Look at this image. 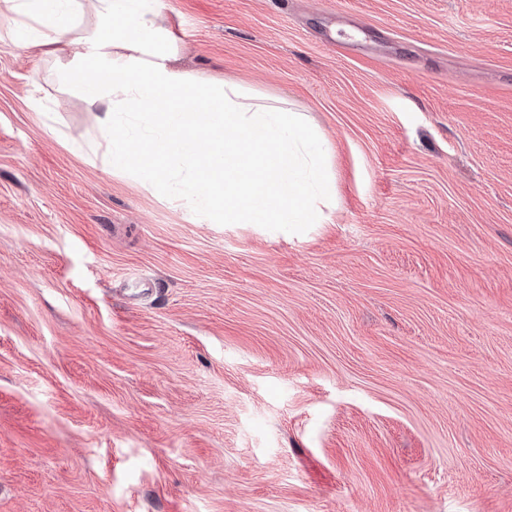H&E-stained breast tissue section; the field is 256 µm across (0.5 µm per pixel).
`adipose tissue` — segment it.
Segmentation results:
<instances>
[{
	"label": "adipose tissue",
	"mask_w": 512,
	"mask_h": 512,
	"mask_svg": "<svg viewBox=\"0 0 512 512\" xmlns=\"http://www.w3.org/2000/svg\"><path fill=\"white\" fill-rule=\"evenodd\" d=\"M93 8L97 22L81 20ZM15 45L65 59L59 78L100 113L101 161L156 179L216 224H318L328 156L301 116L196 82L159 0H0Z\"/></svg>",
	"instance_id": "ef3b65f1"
}]
</instances>
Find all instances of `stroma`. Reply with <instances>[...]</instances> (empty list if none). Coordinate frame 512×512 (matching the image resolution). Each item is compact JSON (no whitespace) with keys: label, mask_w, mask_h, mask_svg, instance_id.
Returning <instances> with one entry per match:
<instances>
[{"label":"stroma","mask_w":512,"mask_h":512,"mask_svg":"<svg viewBox=\"0 0 512 512\" xmlns=\"http://www.w3.org/2000/svg\"><path fill=\"white\" fill-rule=\"evenodd\" d=\"M161 5L336 196L196 220L0 19V512H512V0Z\"/></svg>","instance_id":"obj_1"}]
</instances>
